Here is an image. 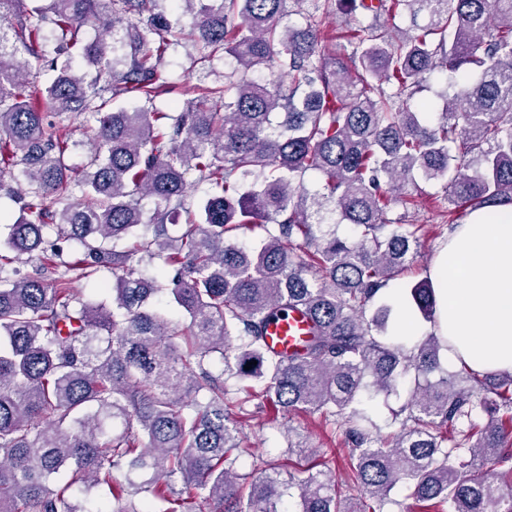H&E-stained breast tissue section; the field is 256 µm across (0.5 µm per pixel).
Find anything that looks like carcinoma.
<instances>
[{
	"label": "carcinoma",
	"mask_w": 512,
	"mask_h": 512,
	"mask_svg": "<svg viewBox=\"0 0 512 512\" xmlns=\"http://www.w3.org/2000/svg\"><path fill=\"white\" fill-rule=\"evenodd\" d=\"M306 1L305 24L291 23L288 4ZM24 2L0 0V193L20 203L0 225V512H280L288 486L299 512H387L399 483L425 510L512 512V372L463 364L432 381L445 339L432 331L408 351L374 335L390 306L366 315L418 254L410 213L389 217L409 187L441 184L451 225L512 204V0H177L188 33L158 0H49L36 23ZM337 3L367 23L329 51L321 25ZM385 14L411 25L390 29ZM88 24L101 32L90 43ZM187 37L200 62L227 54L235 67L160 112L166 55ZM31 58L55 77L39 83ZM436 73L448 75L442 107L412 106ZM72 117L94 129L77 175ZM309 171L322 190L304 185ZM194 183L209 187L195 206ZM328 214L357 242L324 229ZM255 227L266 237L248 249L237 232ZM49 228L74 245L71 261L57 262ZM23 255L35 265L21 276ZM105 272L101 300L73 286ZM406 302L434 322L429 281ZM288 310L313 326L289 357L265 343ZM410 373L400 429L372 435L351 405ZM230 378L345 428L366 496H341L328 469L295 482L272 466L239 473L254 412ZM487 390L495 416L481 424ZM94 487L111 499L80 510L73 494ZM140 494L151 501L138 507Z\"/></svg>",
	"instance_id": "cac0c4a2"
}]
</instances>
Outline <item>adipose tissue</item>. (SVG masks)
<instances>
[{
  "mask_svg": "<svg viewBox=\"0 0 512 512\" xmlns=\"http://www.w3.org/2000/svg\"><path fill=\"white\" fill-rule=\"evenodd\" d=\"M428 279L449 359L479 372L512 371V206L454 225Z\"/></svg>",
  "mask_w": 512,
  "mask_h": 512,
  "instance_id": "adipose-tissue-1",
  "label": "adipose tissue"
}]
</instances>
